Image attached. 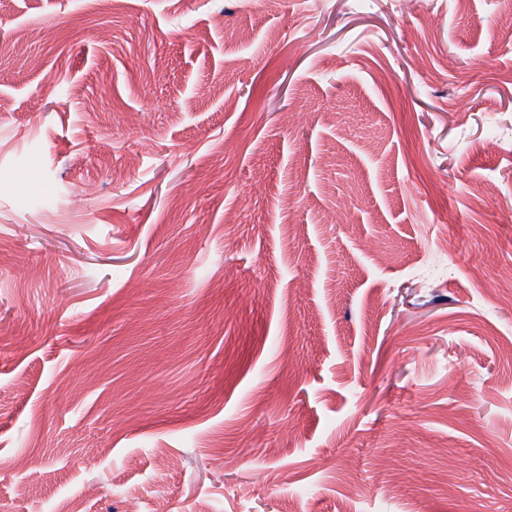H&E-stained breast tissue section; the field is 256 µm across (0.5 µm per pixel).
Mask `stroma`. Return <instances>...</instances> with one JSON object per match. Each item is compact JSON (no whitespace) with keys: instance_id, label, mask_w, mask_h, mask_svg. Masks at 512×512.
<instances>
[{"instance_id":"35a3bbf8","label":"stroma","mask_w":512,"mask_h":512,"mask_svg":"<svg viewBox=\"0 0 512 512\" xmlns=\"http://www.w3.org/2000/svg\"><path fill=\"white\" fill-rule=\"evenodd\" d=\"M502 267L512 0H0V512H512Z\"/></svg>"}]
</instances>
